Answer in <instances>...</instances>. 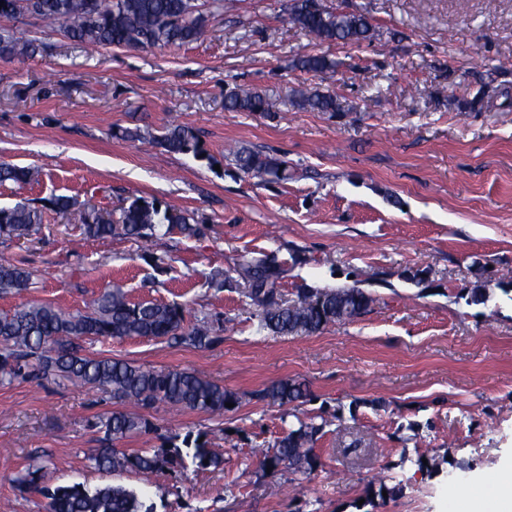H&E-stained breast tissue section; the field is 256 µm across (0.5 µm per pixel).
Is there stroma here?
<instances>
[{"label":"stroma","instance_id":"1","mask_svg":"<svg viewBox=\"0 0 512 512\" xmlns=\"http://www.w3.org/2000/svg\"><path fill=\"white\" fill-rule=\"evenodd\" d=\"M183 46L89 49L56 25L20 17L28 58H0V163L38 169L0 185V206L27 201L44 221L28 238L0 236V263L29 268L30 288L0 294V313L32 303L74 312L110 285L132 301L181 306L220 321L221 342L82 340L84 352L155 368H187L235 392L308 383L294 407L243 401L223 413L147 412L151 427L121 448H156L205 434L223 468L182 478L104 473L97 415L125 410L111 394L49 380L0 385V512H47L45 497L10 479L46 465V482L146 489L157 512H360L369 486L403 483L373 512H460L457 492L486 494L512 462V0H322L369 17L373 37L326 43L288 22L289 0H241L216 11ZM327 56L334 75L296 67ZM332 94L338 112L297 109V90ZM258 91L273 114L224 107L232 89ZM195 130L206 158L173 154L120 132L169 124ZM286 160L290 177L264 183L230 165L227 145ZM75 199L65 215L57 196ZM144 197L195 212L199 230L150 243L83 237L93 208ZM273 259L284 294L357 282L371 294L360 318L311 336L257 333L255 310L215 274ZM423 274L422 283L411 280ZM488 299L473 302V288ZM342 415L346 428L331 421ZM329 419L310 476L260 462L299 421ZM442 466L419 471L418 457ZM471 472L454 479L453 464Z\"/></svg>","mask_w":512,"mask_h":512}]
</instances>
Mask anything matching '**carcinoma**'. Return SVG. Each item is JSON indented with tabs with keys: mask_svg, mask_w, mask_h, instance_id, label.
Returning <instances> with one entry per match:
<instances>
[{
	"mask_svg": "<svg viewBox=\"0 0 512 512\" xmlns=\"http://www.w3.org/2000/svg\"><path fill=\"white\" fill-rule=\"evenodd\" d=\"M46 19L69 38L85 46H116L132 49L186 45L196 41L205 26V16L196 0H0V57H31L36 47L13 32L20 16ZM288 20L322 42L360 44L372 38V25L362 14L333 12L321 0H289ZM303 71L327 74L334 63L324 55H303L296 60ZM294 104L306 111L335 112L336 98L318 90L301 89ZM274 104L251 90L231 91L224 108L236 112L272 111ZM121 136L137 139L174 154L205 153L195 131L186 125H169L159 135L136 127ZM225 158L245 174L277 182L288 179V162L245 147H229ZM38 177L32 167L0 163V183L28 184ZM43 223L41 209L28 202L0 208V235L26 238ZM194 214L142 197L126 200L118 211H92L83 218L82 234L88 238L116 236L155 242L161 233L178 229L197 232ZM248 281L241 289L246 303L258 311L256 331L283 336L311 335L329 324L345 323L368 312L372 297L358 285L336 288H301L299 300L290 302L281 288L283 271L266 261L247 265ZM32 273L14 264L0 263V294L21 291L31 285ZM222 328L202 317L186 323L183 309L154 301H131L119 286L104 290L83 312L69 313L51 304H30L0 313V385L17 380H53L81 384L112 393V398L142 409L179 406L191 411L221 413L226 404L238 407L243 396L213 382L194 370L144 367L110 357L90 355L78 344L100 337H146L171 339L193 347L221 340ZM309 386L294 378L275 381L249 393V398L273 403L302 405L310 400ZM328 420L299 421L297 428L278 439L261 461L291 474L309 475L319 465L315 444ZM96 425L114 442L150 429L143 416L113 411L98 417ZM172 437L158 448L131 452L110 446L95 448L87 457L99 471H134L152 474L219 469L224 455L207 441L190 440L182 445ZM47 466H30L11 478L20 491L37 492L49 499V512H155L154 503L122 485L88 487L82 483L44 486Z\"/></svg>",
	"mask_w": 512,
	"mask_h": 512,
	"instance_id": "cac0c4a2",
	"label": "carcinoma"
}]
</instances>
